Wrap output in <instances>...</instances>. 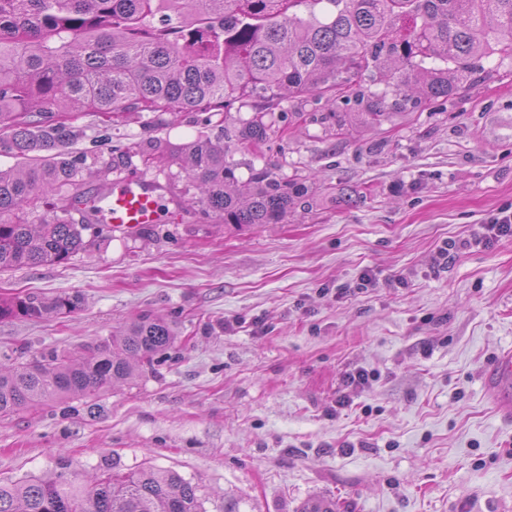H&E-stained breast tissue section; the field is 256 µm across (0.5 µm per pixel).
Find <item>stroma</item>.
Masks as SVG:
<instances>
[{
  "label": "stroma",
  "mask_w": 512,
  "mask_h": 512,
  "mask_svg": "<svg viewBox=\"0 0 512 512\" xmlns=\"http://www.w3.org/2000/svg\"><path fill=\"white\" fill-rule=\"evenodd\" d=\"M79 151L180 147L196 112L131 115ZM236 175L274 164L310 207L284 224L165 219L69 260L0 273V297L77 293L69 316L0 321V363L80 357L144 312L175 321L166 358L136 370L91 417L71 399L0 419V481L104 461L198 484L206 512H512V421L482 373L512 347V237L484 223L512 205V63L484 59L454 102L379 126L302 120L283 143L237 151ZM454 243L451 258L437 253ZM369 373L364 385L348 375ZM347 406H338V399Z\"/></svg>",
  "instance_id": "35a3bbf8"
}]
</instances>
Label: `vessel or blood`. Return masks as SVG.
Returning a JSON list of instances; mask_svg holds the SVG:
<instances>
[{
    "label": "vessel or blood",
    "mask_w": 512,
    "mask_h": 512,
    "mask_svg": "<svg viewBox=\"0 0 512 512\" xmlns=\"http://www.w3.org/2000/svg\"><path fill=\"white\" fill-rule=\"evenodd\" d=\"M171 203L156 182L128 177L113 182L107 190L83 197L81 207L98 223L130 233L160 223ZM486 385L497 389V407L503 417H512V351H502L483 371Z\"/></svg>",
    "instance_id": "b4317fda"
}]
</instances>
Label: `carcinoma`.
Instances as JSON below:
<instances>
[{
    "label": "carcinoma",
    "instance_id": "obj_1",
    "mask_svg": "<svg viewBox=\"0 0 512 512\" xmlns=\"http://www.w3.org/2000/svg\"><path fill=\"white\" fill-rule=\"evenodd\" d=\"M512 61V0H0V272L61 263L85 248L93 221L73 218L87 179L95 188L132 158L171 185L174 152L114 146L109 158L71 145L84 136L72 114L108 131L130 114L202 112L204 125H239L237 147L283 140L302 112L282 102L342 103L380 125L424 100L452 102L480 61ZM377 84L385 90H372ZM264 109L247 118L224 107ZM189 187L182 212L199 221L285 224L301 184L265 164L244 182L220 135L182 148ZM49 196L58 212L38 215ZM80 294L0 298V320L68 315ZM177 340L172 323L144 313L76 362L53 351L0 366V419L69 397L94 413L102 394L152 366ZM0 512H206L197 484L179 474L106 464L88 480L54 476L0 482Z\"/></svg>",
    "mask_w": 512,
    "mask_h": 512
}]
</instances>
